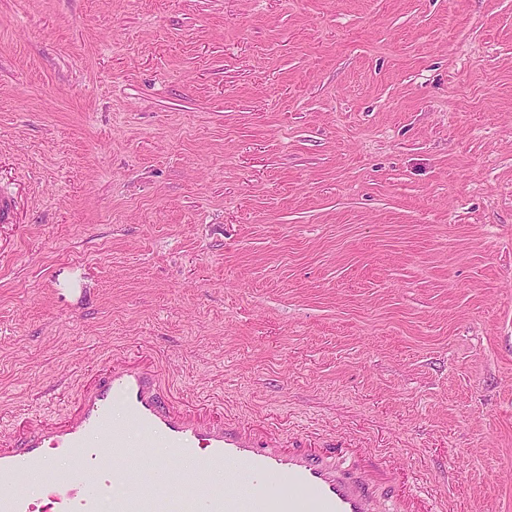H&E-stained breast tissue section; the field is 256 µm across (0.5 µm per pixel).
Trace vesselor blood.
Instances as JSON below:
<instances>
[{"instance_id": "vessel-or-blood-1", "label": "vessel or blood", "mask_w": 512, "mask_h": 512, "mask_svg": "<svg viewBox=\"0 0 512 512\" xmlns=\"http://www.w3.org/2000/svg\"><path fill=\"white\" fill-rule=\"evenodd\" d=\"M118 403L142 447H152L161 437L181 454L199 457L206 470L245 466L262 491L247 493L230 473L218 495L153 494L168 466L161 460L144 470L130 465L126 429L112 421ZM107 448L120 465L102 473L98 462ZM54 453L72 461L71 469L58 477L50 474ZM346 454L339 446L320 454L307 447L287 448L278 437L261 438L198 412L174 409L160 388L157 369L116 364L80 387L78 407L64 421L31 426L13 446L0 448V512H99L105 497L112 500V512H376L374 487L389 479L390 471L364 459L348 464ZM35 474L44 477L37 504L13 489L16 477ZM134 478L145 492H125Z\"/></svg>"}]
</instances>
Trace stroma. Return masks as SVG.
I'll list each match as a JSON object with an SVG mask.
<instances>
[{"mask_svg":"<svg viewBox=\"0 0 512 512\" xmlns=\"http://www.w3.org/2000/svg\"><path fill=\"white\" fill-rule=\"evenodd\" d=\"M0 189V442L148 351L512 512V0H0Z\"/></svg>","mask_w":512,"mask_h":512,"instance_id":"obj_1","label":"stroma"}]
</instances>
